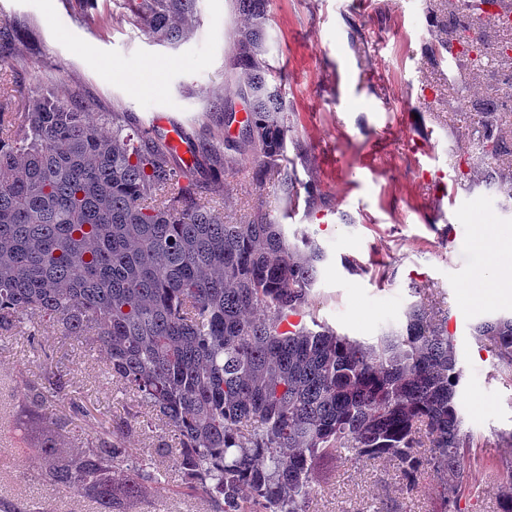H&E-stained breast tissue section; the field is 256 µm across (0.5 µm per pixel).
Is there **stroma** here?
Here are the masks:
<instances>
[{
  "mask_svg": "<svg viewBox=\"0 0 512 512\" xmlns=\"http://www.w3.org/2000/svg\"><path fill=\"white\" fill-rule=\"evenodd\" d=\"M455 11L456 0H269L266 59L290 109L287 156L299 182L316 187L293 210L280 178L257 187L252 156L224 158L225 116L247 108L229 62L242 20L235 0H197L193 37L173 45L149 36L130 0H0V22L26 27L0 38V88L12 91L13 111L48 91L96 124L120 112L147 128L153 113H172L199 148L190 175L226 221L263 210L289 235H308L323 249L316 316L338 333L370 344L403 327L415 303L447 312L463 370L462 428L479 440L471 455L478 483L473 498L461 499V512H502L500 478L508 460L501 438L512 433V379L474 329L511 318L512 298L468 300L464 285L477 242L472 235L454 241L452 228L476 224L482 211L493 224L512 226V198L482 176L485 168L512 164V157L484 158L478 144L474 105L500 92L497 61L436 46ZM460 71L474 74L470 91L455 82ZM426 136L434 143L431 159L416 148ZM436 165L449 184L462 187L441 218L427 176ZM216 174L227 195L210 194ZM43 340L48 355L40 358L24 335L0 339V423L8 422L23 383H44L56 372L65 380L61 408L74 402L97 416L131 421L127 463L171 441L169 426L116 391L95 342H71L49 325ZM156 462L169 480L150 488L132 512H210L206 499L176 486L175 456ZM40 468L26 448L0 456V493L46 495L33 481ZM439 491L434 473H425L408 496L390 459L338 457L320 472L309 512H441Z\"/></svg>",
  "mask_w": 512,
  "mask_h": 512,
  "instance_id": "stroma-1",
  "label": "stroma"
}]
</instances>
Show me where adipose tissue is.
Returning <instances> with one entry per match:
<instances>
[{
  "label": "adipose tissue",
  "instance_id": "obj_1",
  "mask_svg": "<svg viewBox=\"0 0 512 512\" xmlns=\"http://www.w3.org/2000/svg\"><path fill=\"white\" fill-rule=\"evenodd\" d=\"M483 235L494 240L495 248L477 259L469 286L473 298L488 302L492 299L491 289L501 288L506 283L512 285V266L503 261L504 255L512 252V233L487 225L483 228Z\"/></svg>",
  "mask_w": 512,
  "mask_h": 512
}]
</instances>
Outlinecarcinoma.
<instances>
[{"label": "carcinoma", "instance_id": "cac0c4a2", "mask_svg": "<svg viewBox=\"0 0 512 512\" xmlns=\"http://www.w3.org/2000/svg\"><path fill=\"white\" fill-rule=\"evenodd\" d=\"M131 2L156 42L192 37L184 24L196 0ZM236 2L246 23L230 64L250 119L242 141L224 147L252 155L264 176L287 159L288 105L269 81L268 0ZM483 13L479 0H463L443 44L460 40L462 17ZM511 136L485 134L482 153L506 152ZM484 177L512 197V169ZM185 178L170 150L115 117L97 128L49 95L0 111V335L24 323L35 346L49 321L74 340L96 337L112 382L177 433L183 488L212 512H308L319 463L342 454L393 460L408 492L430 470L443 512H461L477 485L467 464L475 438L462 431L448 317L415 304L375 343L338 334L316 319L318 244L290 241L266 212L229 224ZM475 333L511 373L512 318ZM62 389L59 377L24 387L0 445L19 436L59 494L126 512L162 473L142 461L115 488L129 425L85 408L75 415L93 437L63 451L75 415L55 408ZM0 512L53 510L0 496Z\"/></svg>", "mask_w": 512, "mask_h": 512}]
</instances>
